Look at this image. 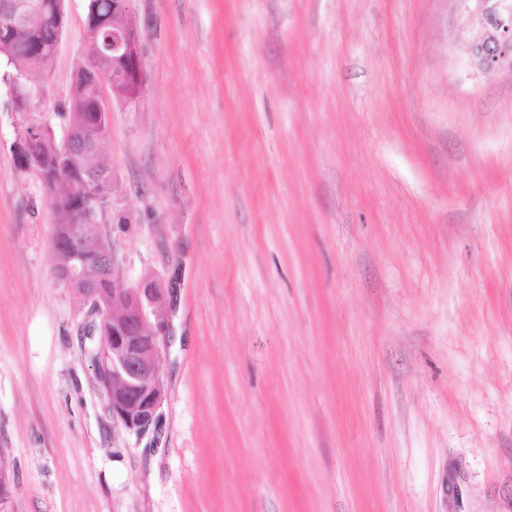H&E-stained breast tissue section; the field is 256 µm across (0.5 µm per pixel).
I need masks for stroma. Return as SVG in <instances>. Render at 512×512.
<instances>
[{
  "instance_id": "1",
  "label": "stroma",
  "mask_w": 512,
  "mask_h": 512,
  "mask_svg": "<svg viewBox=\"0 0 512 512\" xmlns=\"http://www.w3.org/2000/svg\"><path fill=\"white\" fill-rule=\"evenodd\" d=\"M88 0L0 73V512H512V76L451 0H134L100 158L123 284L168 289L157 432L112 418L49 199Z\"/></svg>"
}]
</instances>
